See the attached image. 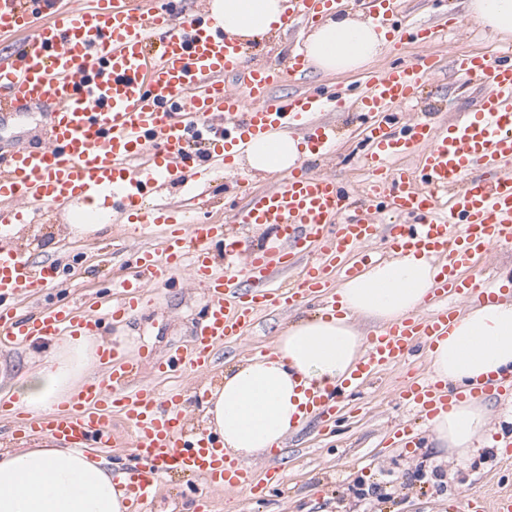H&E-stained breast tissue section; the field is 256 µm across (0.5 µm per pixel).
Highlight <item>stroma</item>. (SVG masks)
Listing matches in <instances>:
<instances>
[{
    "instance_id": "35a3bbf8",
    "label": "stroma",
    "mask_w": 512,
    "mask_h": 512,
    "mask_svg": "<svg viewBox=\"0 0 512 512\" xmlns=\"http://www.w3.org/2000/svg\"><path fill=\"white\" fill-rule=\"evenodd\" d=\"M455 9L458 22L449 29L439 47L440 68L424 88L415 105H399L400 121L406 122L434 113L451 118L471 109L481 91L477 80L453 75L454 55L482 52L497 56L506 43L470 18L465 0H406L404 23L434 24L443 21L447 9ZM310 30L306 27L281 29L251 41L250 53L264 62L279 57L289 45H303ZM424 53L420 43L408 41L399 49L386 51L356 72L327 75L308 69L297 83L275 85L271 94L279 98L310 89L325 88L338 93L359 87L371 71L416 63ZM323 120L335 123L338 144L327 159H312V167L349 185L365 189L369 174L359 156L364 147L363 132L350 112H326ZM50 121L47 107L36 105L17 116L0 121V154L13 149L45 144L44 129ZM245 178L250 190L272 186L276 177L239 167L237 176L213 174L205 200L186 215L188 222H222L239 209L244 199L237 184ZM84 207L74 204L36 223L18 225L10 243L25 250L35 261L57 262L63 274L43 294L29 298L24 307L35 311L56 300L78 299L88 294L107 297L112 277L129 267L137 252L161 251V232L138 229L123 223L105 201H98L99 227L81 232L73 227L75 216ZM206 294L188 269L167 275L151 285L138 314L120 323H102L99 336L117 332L132 336L135 351L147 348L157 353L189 344L197 324L205 314ZM306 309H273L260 315L249 333L218 348L211 370L187 372L181 381L186 389L219 382L226 368L245 363L257 352L270 350L280 331L309 318ZM44 339L9 350H0V390L18 394L22 376L35 369L36 355L47 348ZM415 361L378 375L359 399L358 412L340 418L333 430H321L306 421L288 434L276 458L260 456L250 462L255 481H263L270 461H277L286 490H274L267 499L256 500L247 491L221 487L203 488L201 482L179 472L170 473L151 512H198L196 492L212 502L214 512H469L472 492L490 493L512 474L505 456L484 452L467 466L445 460L429 437L412 446L394 440L397 424L411 414L397 400V389Z\"/></svg>"
}]
</instances>
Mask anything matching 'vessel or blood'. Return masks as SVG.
<instances>
[{"label": "vessel or blood", "mask_w": 512, "mask_h": 512, "mask_svg": "<svg viewBox=\"0 0 512 512\" xmlns=\"http://www.w3.org/2000/svg\"><path fill=\"white\" fill-rule=\"evenodd\" d=\"M0 0V38L18 37L0 56V117L32 103L52 106L44 147H21L0 168V348L32 337L95 331V302H63L19 317L15 301L56 281L59 266L33 262L4 244L7 228L25 211H51L79 200L112 198V210L129 224L165 231L162 254H137L134 271L120 283L109 315L120 321L142 304L146 288L191 259L194 277L207 288L203 321L191 348L147 351L141 362L173 375L206 369L214 350L240 338L264 310L314 306L339 315L334 277L349 279L374 259L373 245L391 255L431 256L436 266L438 309L377 327L341 384L308 393L306 408L320 420L338 416L349 395L410 355L426 353L447 336L461 307L512 296L506 286L472 278L496 245L512 244V51L497 61L472 53L454 57L455 72L477 78L478 104L461 117L434 123L415 120L394 127L393 106L417 98L438 63L437 29L405 25L401 0H369L374 24L390 39L407 38L426 49L419 63L375 71L356 94L270 95L283 75L307 70L303 53L291 50L281 64H257L236 41L202 15L175 16L155 0ZM337 0H288L292 19L316 21ZM234 85H227V78ZM349 105L368 126L362 159L370 189L359 193L299 163L271 188L248 194L244 207L223 224H187L166 207H149L159 186L201 176L192 156L210 171L234 167L251 139L273 130L298 131L312 156L331 154L334 125L317 120L328 102ZM248 226L273 229L272 244L251 248ZM299 269L293 287H277L279 272ZM106 382L86 383L61 409L15 422L17 433L52 436L90 451L118 443L112 416L131 429L132 461L124 469L128 512H146L166 475L180 471L227 489L250 488L261 496L247 465L228 460L206 432H189L180 388L157 393L139 382L141 362L102 353ZM399 399L423 420L433 419L462 388L421 374L403 385Z\"/></svg>", "instance_id": "1"}]
</instances>
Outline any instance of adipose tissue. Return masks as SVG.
<instances>
[{"mask_svg": "<svg viewBox=\"0 0 512 512\" xmlns=\"http://www.w3.org/2000/svg\"><path fill=\"white\" fill-rule=\"evenodd\" d=\"M286 0H212L210 15L225 36L249 40L280 28ZM467 12L500 38L512 37V0H467ZM384 32L350 15L327 17L304 45L309 65L326 73L360 70L387 49ZM301 143L271 134L249 145L245 160L259 172L295 166ZM436 272L423 256L380 261L337 289L339 317L300 320L277 336L268 353L225 371L204 402L208 432L224 450L241 460L281 446L304 415L305 389L314 383H338L352 370L363 337L352 319L380 324L399 321L426 305ZM100 337H62L27 374L20 389L25 410L42 414L70 400L90 379ZM435 380L476 386L512 369V302L470 306L447 337L428 353ZM487 408L482 397L467 396L440 412L428 430L430 439L465 464L492 446L486 435ZM111 464L51 438L30 447L0 451V512H126V492L113 479Z\"/></svg>", "mask_w": 512, "mask_h": 512, "instance_id": "adipose-tissue-1", "label": "adipose tissue"}]
</instances>
